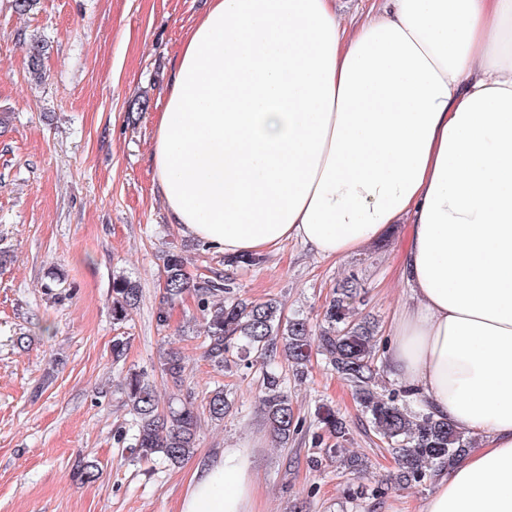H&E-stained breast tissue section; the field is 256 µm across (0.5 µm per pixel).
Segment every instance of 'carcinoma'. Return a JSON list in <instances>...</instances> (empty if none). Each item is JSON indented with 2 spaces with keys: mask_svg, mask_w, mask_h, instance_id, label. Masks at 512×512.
Listing matches in <instances>:
<instances>
[{
  "mask_svg": "<svg viewBox=\"0 0 512 512\" xmlns=\"http://www.w3.org/2000/svg\"><path fill=\"white\" fill-rule=\"evenodd\" d=\"M164 268L165 307L157 312L158 325L168 324L166 306L189 291L195 293L202 313L205 358L220 370L262 363L257 404L278 446L288 445L302 429L278 360H286L301 380L312 357L317 356L353 390L373 434L395 461L397 483L424 484L474 448L475 437L421 408L412 409L407 389L382 386L378 357L382 336L376 320L359 313L366 290L358 276L352 274L337 284L324 306L321 323L314 326L300 314L285 315L274 298L252 300L240 295L234 282L220 272L190 279L186 260L177 251L166 255ZM140 298L137 281L124 275L113 279L112 321L126 320ZM185 370V358L179 351L171 348L160 356V374L174 386H182ZM123 393L132 417L131 449L138 458L159 459L176 467L193 457L200 425L192 402L174 397L167 408L159 409L156 386L140 371L126 374ZM232 408L224 388L208 391L206 409L211 420L223 421ZM316 419L321 431L336 440L334 447L325 449V455L351 473L365 471L364 459L342 447L347 435L345 421L325 406L318 407Z\"/></svg>",
  "mask_w": 512,
  "mask_h": 512,
  "instance_id": "obj_1",
  "label": "carcinoma"
}]
</instances>
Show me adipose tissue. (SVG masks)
<instances>
[{
    "instance_id": "1",
    "label": "adipose tissue",
    "mask_w": 512,
    "mask_h": 512,
    "mask_svg": "<svg viewBox=\"0 0 512 512\" xmlns=\"http://www.w3.org/2000/svg\"><path fill=\"white\" fill-rule=\"evenodd\" d=\"M172 223L230 258L295 240L340 260L406 228L385 363L482 443L423 512H512V0H209L153 137ZM244 449L179 512H252Z\"/></svg>"
}]
</instances>
